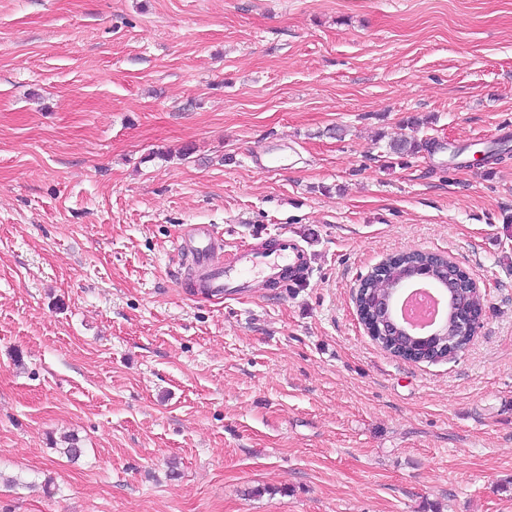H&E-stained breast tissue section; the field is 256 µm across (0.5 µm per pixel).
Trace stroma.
Returning a JSON list of instances; mask_svg holds the SVG:
<instances>
[{"mask_svg":"<svg viewBox=\"0 0 512 512\" xmlns=\"http://www.w3.org/2000/svg\"><path fill=\"white\" fill-rule=\"evenodd\" d=\"M190 224L309 272L197 294ZM410 250L453 359L358 321ZM0 512H512V0H0ZM424 143L415 136H403L392 138L388 143V154L396 156L397 159L417 155L423 148ZM409 255L400 256L395 260L389 259V261L385 264V274L383 278H378L379 275H376L374 278L368 280L363 287V292L361 294H369L371 292L384 293L386 289L390 288L391 285L396 280H401L406 278L408 275L406 273L405 265L409 263ZM404 263V266H400L399 264ZM454 306L458 308L456 310V332L459 336H454V317L452 312L448 309L447 318L445 320V335L440 344H444L446 342L445 336H447V343L452 348H462L469 342L468 339L463 336H473L475 335L479 323L480 318H473L468 315L465 311V305L469 301V292H459L453 294ZM461 310V311H460ZM375 343L382 349H385L388 351H393L400 355H404L406 353L414 354L416 356L422 357L423 359H429V360H425V361L431 362V363L446 360L450 356V354H449L447 358L438 359L432 355L425 354L421 351H418L417 346H415L412 341L405 339V338H402V339L400 338V339H396V340L377 339V340H375Z\"/></svg>","mask_w":512,"mask_h":512,"instance_id":"obj_1","label":"stroma"}]
</instances>
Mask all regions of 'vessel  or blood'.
Instances as JSON below:
<instances>
[{
  "label": "vessel or blood",
  "instance_id": "vessel-or-blood-1",
  "mask_svg": "<svg viewBox=\"0 0 512 512\" xmlns=\"http://www.w3.org/2000/svg\"><path fill=\"white\" fill-rule=\"evenodd\" d=\"M222 238L211 225L196 224L181 239L179 250L202 269L195 286L207 296H233L252 288L255 281L280 283L286 275L301 272L303 247L287 233H277L267 245L244 246L223 254Z\"/></svg>",
  "mask_w": 512,
  "mask_h": 512
}]
</instances>
